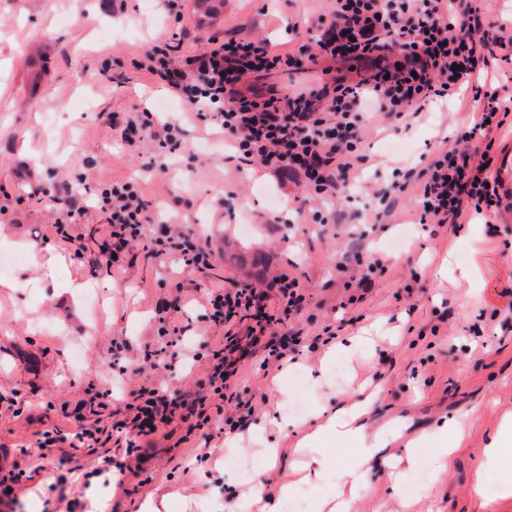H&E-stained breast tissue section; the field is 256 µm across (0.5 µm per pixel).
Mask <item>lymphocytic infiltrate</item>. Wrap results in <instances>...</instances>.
I'll return each instance as SVG.
<instances>
[{"label": "lymphocytic infiltrate", "mask_w": 512, "mask_h": 512, "mask_svg": "<svg viewBox=\"0 0 512 512\" xmlns=\"http://www.w3.org/2000/svg\"><path fill=\"white\" fill-rule=\"evenodd\" d=\"M185 36L183 26H176L164 44L152 49L146 69L196 116L219 126L242 162L276 174L291 173L312 197L331 199L356 177L370 112L398 123L418 116L431 102L446 100L472 117L459 129L454 146L441 150L417 174L418 221L441 228L497 212L501 183L493 175L494 133L502 127L504 114L512 112V98L488 90L492 60L486 51L494 46L512 53V34L489 18L485 0H332L329 19L315 39L319 56L334 62L364 60L370 67L358 80L340 78L293 94L265 97L248 80L282 65L304 70L306 45L279 54L263 41L217 40L197 53L184 50ZM107 123L129 147L148 140L176 149L183 142L180 124L155 123L147 109L132 115L112 113ZM41 195L65 207L55 236L68 248L79 249L72 227L88 209L107 217L109 229L100 251L106 270L120 268V255L143 239L150 241L155 256L180 254L187 267L204 275L214 268L213 251L191 232L149 237L155 218L133 182L116 181L94 191L90 207L67 181ZM302 288L299 278L285 273L262 290L236 282L211 288L206 307L214 323L248 317L252 326L242 335L226 333L223 347L212 350L206 392L192 402L169 397L154 385L135 392L124 424L128 448L168 426L180 409H189L203 422L209 411L223 413L227 393L246 360L286 359L288 341L278 328L301 309ZM273 299L278 302L274 308L269 305Z\"/></svg>", "instance_id": "f902f5d3"}]
</instances>
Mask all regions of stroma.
I'll return each instance as SVG.
<instances>
[{"instance_id":"stroma-1","label":"stroma","mask_w":512,"mask_h":512,"mask_svg":"<svg viewBox=\"0 0 512 512\" xmlns=\"http://www.w3.org/2000/svg\"><path fill=\"white\" fill-rule=\"evenodd\" d=\"M177 0L189 36L187 49L201 52L212 38L267 40L285 53L306 43L327 18L330 0ZM162 0H0V254L16 258L14 288H0V451L28 468L24 450H35L44 431L62 441L46 469L22 482L16 512H227L239 489L227 461L224 421L238 415L225 402L222 417L188 430L174 420L142 445L138 473L117 468L125 444L109 440L94 448L71 447L80 426H120L133 392L156 384L190 394L205 381L208 345L225 329L206 316V295L220 280L263 288L277 272L305 285L302 311L289 324L303 344L291 370L249 363L234 391L252 399L255 414L236 432L240 460L260 463L253 484L274 492L291 477L289 453L339 405L362 401L364 387L379 392L367 416V431L396 428L388 446L405 444L445 421L461 420L465 432L440 475L415 485L411 472L384 463L368 474L369 495L353 512H512V465L489 472L495 492L476 490V477L512 413V203L491 218L472 217L457 228L430 230L417 222L410 193L393 199L379 215L373 191L404 182L409 170L426 167L443 148L446 131L464 120L453 104L428 106L409 126L376 122L360 149L357 181L346 198L329 201L337 219L316 224L319 201L287 178L252 171L237 161L220 129L194 117L187 106L142 70L153 44L173 27ZM168 101L166 120L185 128L184 146L159 154L154 143L128 149L113 137L104 117ZM115 179L138 183L159 207L160 220L179 225L211 245L212 274L186 267L180 256L154 257L137 243L116 274L96 260L106 220L89 212L75 231L82 256L60 246L51 227L61 212L38 200L36 189L61 181L95 190ZM303 207L286 222L285 208ZM59 257L54 277H43L37 250ZM377 259L368 271L356 257ZM449 257L454 271L477 267L481 289L438 272ZM90 278L100 297L97 315L85 298H72L70 278ZM180 308H172L174 298ZM167 306L165 320L155 309ZM377 336L374 349L340 358L342 378L321 389L281 394L289 373L307 375L323 362L329 337L362 332ZM109 391L103 414L87 407L89 390ZM304 400L305 414L277 413L282 400ZM279 448L276 462L262 460L251 445L259 428ZM320 446L329 473L312 490L311 510L343 488L357 455L355 446L326 439ZM401 481L412 502L402 508L392 492Z\"/></svg>"}]
</instances>
